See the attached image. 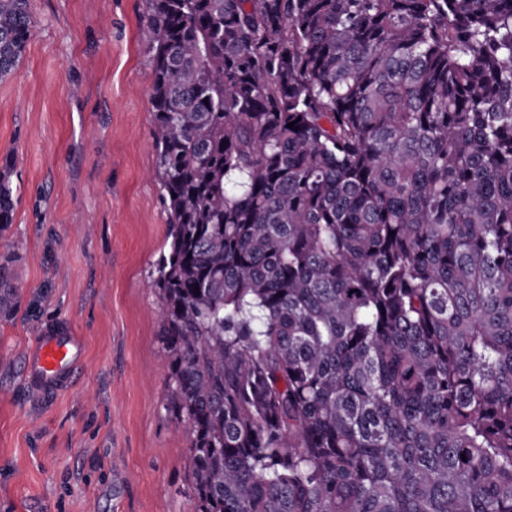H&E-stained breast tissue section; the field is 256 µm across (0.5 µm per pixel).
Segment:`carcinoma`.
<instances>
[{"label":"carcinoma","instance_id":"obj_1","mask_svg":"<svg viewBox=\"0 0 512 512\" xmlns=\"http://www.w3.org/2000/svg\"><path fill=\"white\" fill-rule=\"evenodd\" d=\"M146 4L196 512H512V0Z\"/></svg>","mask_w":512,"mask_h":512}]
</instances>
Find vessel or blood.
I'll return each mask as SVG.
<instances>
[{"instance_id": "b4317fda", "label": "vessel or blood", "mask_w": 512, "mask_h": 512, "mask_svg": "<svg viewBox=\"0 0 512 512\" xmlns=\"http://www.w3.org/2000/svg\"><path fill=\"white\" fill-rule=\"evenodd\" d=\"M30 380L39 390L64 389L73 369L85 358L80 337L68 332H47L35 337L29 347Z\"/></svg>"}]
</instances>
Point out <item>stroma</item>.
<instances>
[{"label": "stroma", "mask_w": 512, "mask_h": 512, "mask_svg": "<svg viewBox=\"0 0 512 512\" xmlns=\"http://www.w3.org/2000/svg\"><path fill=\"white\" fill-rule=\"evenodd\" d=\"M32 36L0 82V170L17 189L0 262V512H195L189 435L165 408L152 285L168 214L154 175L145 0H31ZM80 336L65 389L36 390L27 351ZM0 315L10 316L13 310V298L18 286L12 282L10 269L0 263Z\"/></svg>", "instance_id": "1"}]
</instances>
